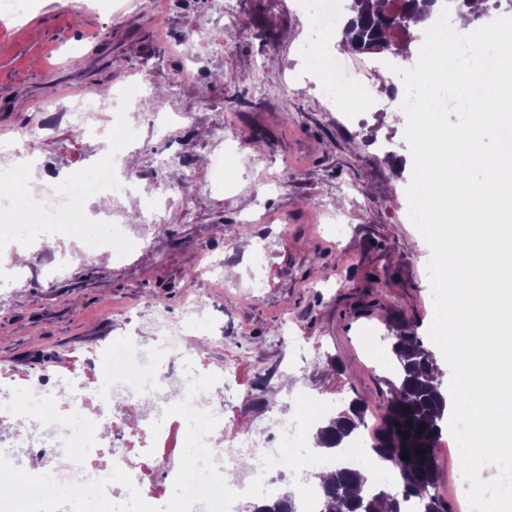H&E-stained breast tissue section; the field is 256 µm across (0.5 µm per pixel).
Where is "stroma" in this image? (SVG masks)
I'll list each match as a JSON object with an SVG mask.
<instances>
[{"label":"stroma","mask_w":512,"mask_h":512,"mask_svg":"<svg viewBox=\"0 0 512 512\" xmlns=\"http://www.w3.org/2000/svg\"><path fill=\"white\" fill-rule=\"evenodd\" d=\"M232 7V21L214 0H31L24 16L0 15V154L21 125L42 128L51 146L21 181L59 184L76 165L120 153L136 190L110 209L94 200L86 209L111 214L135 241L151 221L149 198L174 199L153 244L136 242L120 262L63 234L54 247H27L25 277H0V374L34 379L68 357L91 360L111 339L151 346L155 307L178 320L202 300L203 357L260 372L299 337L310 356L284 379L288 413L304 410L310 396L331 413L358 399L365 425L378 429L387 373L373 365L370 333L385 332V355L404 328L433 348L431 249L403 217L413 169L405 114L383 93L367 123L346 124L319 85L340 56L366 86L402 77L368 70L340 33L309 42L295 0ZM237 74L242 82L228 83ZM98 85L162 91L159 132L147 136L154 115L143 111L126 113L135 134L123 143L80 137L72 117L53 122L56 104ZM186 147L192 161L174 176L169 160ZM218 151L229 162L227 190L205 163ZM339 219L348 226L341 240L331 231ZM228 240L267 248L270 258L256 269L239 253L223 285L188 287L186 271L219 256ZM455 448L444 434L438 495L448 512L463 499Z\"/></svg>","instance_id":"stroma-1"}]
</instances>
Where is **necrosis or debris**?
I'll return each instance as SVG.
<instances>
[{
  "label": "necrosis or debris",
  "mask_w": 512,
  "mask_h": 512,
  "mask_svg": "<svg viewBox=\"0 0 512 512\" xmlns=\"http://www.w3.org/2000/svg\"><path fill=\"white\" fill-rule=\"evenodd\" d=\"M303 13L310 21L308 37L322 42L344 20L343 0H299ZM14 166L0 165V183L7 185L8 193L0 194V213H39L40 224L18 222L12 224L9 235L0 238V269L15 272L13 256L22 243L40 239L57 232L52 217L60 211L69 212L72 232L97 240L103 251L121 256L128 245L123 225L101 218L94 223L83 221L82 203L103 195H128L133 180L123 175L113 157L107 156L74 171L59 185L44 187L37 194H29L15 187ZM196 308H188L178 324H170L165 313H158L155 325L159 332L156 350L168 354L177 367L188 365L194 353L186 349L185 341L194 331ZM108 360L95 381H87L82 374L65 375L30 388L25 395L13 398L0 414V429L10 428L8 460L16 466L30 457L43 459L44 470L55 480L68 483H86L107 478L110 471L122 469L133 482L146 476L158 477L173 484L179 470L175 459L163 455L169 447L172 432L168 427L152 431L154 421L163 417L170 399V376L160 371L148 353L131 343L115 347L104 343ZM192 375H217V383L207 392L197 393L191 400L194 409L214 414L218 419L215 429L206 436L213 461L219 470H241L243 477L236 484L239 498L229 512H252L253 497L246 490L254 479H262L268 490H275L278 476L296 483L297 512H321L323 489L313 480L314 469L342 466L350 470L371 469L376 474V487L392 483L395 474L380 466L376 457L374 434L371 430H357L351 439V452L341 460L313 458L307 446L308 422L302 417H284L279 404L266 407L267 421L253 431L225 436L234 416V402L240 396L237 371L233 364L198 363L190 367ZM122 402L126 412L133 416L131 428H124L112 413L114 402ZM140 436L138 446L112 451L104 470H88V456L100 454L109 434L124 433Z\"/></svg>",
  "instance_id": "obj_1"
}]
</instances>
